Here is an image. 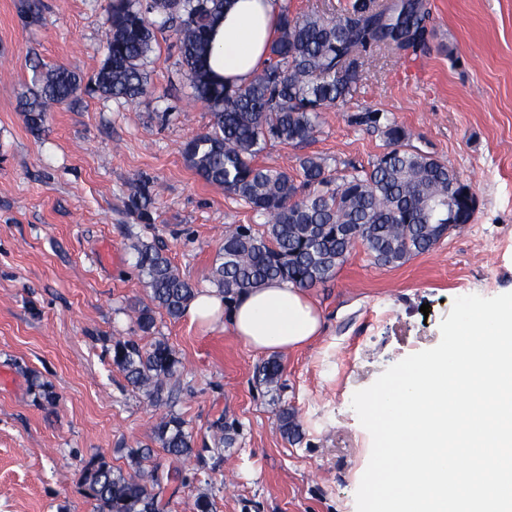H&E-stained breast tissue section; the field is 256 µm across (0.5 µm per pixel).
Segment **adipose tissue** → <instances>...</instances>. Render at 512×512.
Instances as JSON below:
<instances>
[{
	"instance_id": "obj_1",
	"label": "adipose tissue",
	"mask_w": 512,
	"mask_h": 512,
	"mask_svg": "<svg viewBox=\"0 0 512 512\" xmlns=\"http://www.w3.org/2000/svg\"><path fill=\"white\" fill-rule=\"evenodd\" d=\"M279 20L276 0H225L224 14L213 26L208 68L227 85L248 83L268 63ZM187 313L205 325L227 321L245 346L268 354L309 345L323 324L306 289L283 281L246 290L233 300L207 288L198 292Z\"/></svg>"
}]
</instances>
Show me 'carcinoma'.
Masks as SVG:
<instances>
[{
	"label": "carcinoma",
	"instance_id": "cac0c4a2",
	"mask_svg": "<svg viewBox=\"0 0 512 512\" xmlns=\"http://www.w3.org/2000/svg\"><path fill=\"white\" fill-rule=\"evenodd\" d=\"M224 11V0H110L105 20L107 55L91 78L92 91L136 104L150 94L144 62L152 52L156 20L174 29L192 88V98L214 114L212 130L182 147V155L206 182L224 188L257 216L261 228L231 224L224 230L212 278L227 298L273 280L298 288H315L335 274L359 243L379 266H400L433 249L448 232V219L461 210L462 183L447 162L413 148L409 133L388 115L365 111L351 121L379 131L388 148L369 168L346 165L333 178L326 161L300 159L301 180L288 170L261 167L255 159L267 143L301 146L313 139L320 112L343 106L357 88L364 59L386 49L400 57L428 47L433 31L427 0H351L344 13L327 17L313 10L293 17L281 11L280 32L267 67L248 83L229 87L207 67L210 31ZM82 78L64 66L39 73L22 100L29 129L39 133L48 112L77 98ZM152 199L146 182L131 186L127 207L150 219ZM136 267L149 289L151 305L135 307V324L148 333L154 310L183 316L195 297L192 283L172 266L154 242L132 244ZM112 361L133 389L154 405L180 398V360L165 341L148 346L135 339L118 342ZM280 362L272 358L259 371L260 381L276 387ZM280 430L292 441L302 430L295 413H278ZM216 451L235 443V429L219 418L210 425ZM153 441L173 460L199 456L186 422L172 413L153 430ZM152 457L148 445L132 448V472H116L104 460L92 459L81 480L98 512H162L159 490L179 472L145 471Z\"/></svg>",
	"mask_w": 512,
	"mask_h": 512
}]
</instances>
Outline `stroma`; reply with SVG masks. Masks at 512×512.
I'll use <instances>...</instances> for the list:
<instances>
[{"mask_svg": "<svg viewBox=\"0 0 512 512\" xmlns=\"http://www.w3.org/2000/svg\"><path fill=\"white\" fill-rule=\"evenodd\" d=\"M108 3L42 0L31 22L25 0H0V512H97L81 482L84 465L101 458L126 467L128 449L150 442L170 413L199 440L224 419L237 441L219 457L201 449L202 470L156 450L161 470L183 475L175 492H163L164 512H194L204 491L216 512H356L372 442L354 393L436 346L457 297L512 292V0H429L426 53L374 54L354 97L321 112L313 141L271 142L258 157L294 175L307 155L332 169L369 166L386 139L351 117L383 112L477 198L470 224L402 266L375 265L355 246L330 281L311 289L323 329L279 354L281 387L272 392L256 380L266 355L229 326L159 311L145 334L130 317L131 306L150 302L135 239L162 241L201 290L212 285L225 226L260 222L182 156L213 117L191 96L174 32L156 34L145 65L151 93L140 104L84 95L49 113L42 132L27 126L20 102L39 65L86 79L99 71ZM141 180L154 201L147 221L126 208ZM131 337L175 349L185 392L174 407L152 405L113 364V346ZM35 375L51 385L54 404L37 398ZM283 407L294 411L302 443L280 432Z\"/></svg>", "mask_w": 512, "mask_h": 512, "instance_id": "35a3bbf8", "label": "stroma"}]
</instances>
